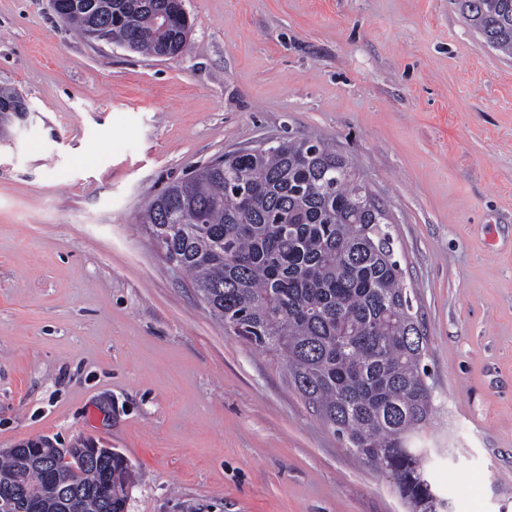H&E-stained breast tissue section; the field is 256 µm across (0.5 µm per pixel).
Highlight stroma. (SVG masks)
<instances>
[{"label": "stroma", "instance_id": "obj_1", "mask_svg": "<svg viewBox=\"0 0 512 512\" xmlns=\"http://www.w3.org/2000/svg\"><path fill=\"white\" fill-rule=\"evenodd\" d=\"M188 51L0 0V449L94 442L127 512H408L272 354L226 335L139 218L224 154L333 143L371 184L423 326L431 477L512 512V56L453 0H184ZM29 113L28 103L25 98L20 97L14 102H0V132L4 134L11 116H16L20 121L26 119Z\"/></svg>", "mask_w": 512, "mask_h": 512}]
</instances>
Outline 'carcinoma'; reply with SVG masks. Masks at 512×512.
Segmentation results:
<instances>
[{
	"label": "carcinoma",
	"instance_id": "obj_1",
	"mask_svg": "<svg viewBox=\"0 0 512 512\" xmlns=\"http://www.w3.org/2000/svg\"><path fill=\"white\" fill-rule=\"evenodd\" d=\"M485 44L512 54V0H454ZM62 17L103 26L132 50L179 54L192 24L178 0H87ZM142 227L192 276L224 331L279 357L294 389L365 463L389 473L409 512H440L416 445L434 412L426 336L403 285L383 210L345 155L290 138L195 170L148 205ZM126 512L132 471L119 453L82 465L42 440L0 456V489L36 499L23 512Z\"/></svg>",
	"mask_w": 512,
	"mask_h": 512
}]
</instances>
